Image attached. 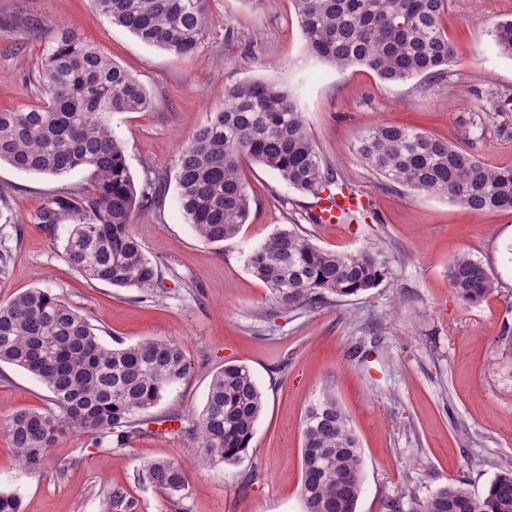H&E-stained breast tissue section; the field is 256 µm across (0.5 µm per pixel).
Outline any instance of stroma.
<instances>
[{
	"mask_svg": "<svg viewBox=\"0 0 512 512\" xmlns=\"http://www.w3.org/2000/svg\"><path fill=\"white\" fill-rule=\"evenodd\" d=\"M211 29L196 54L179 56L112 25L90 0H0V107L38 103L41 58L68 27L130 71L145 87L144 112L115 113L130 173L150 201L134 217L157 288L86 281L67 262V225L31 218L48 199L89 188V173L62 176L0 163V252L9 253L0 298L47 288L84 314L102 343L148 338L177 343L187 377L137 415L121 447H96L72 433L49 448L41 469H23L0 433V491L20 512H304L302 428L307 406L335 396L362 456L357 512H409L413 502L461 484L482 495L512 469V214L474 212L374 174L359 159L361 137L393 124L448 139L492 168L512 166V58L490 35L512 20V0H448L443 28L457 54L446 74L384 84L368 69H339L308 51L291 0H208ZM274 83L295 98L323 166L363 195L352 224H317L316 199L261 166L246 169L253 198L247 224L216 246L187 224L176 175L181 144L224 103L226 86ZM298 226L317 246L368 247L393 273L358 296L288 312L248 269L247 255L282 228ZM465 253L494 278L476 304L448 283ZM249 368L265 407L240 461L202 468L187 428L224 365ZM47 387L0 365V416L47 406ZM184 465L180 496L142 485L147 462ZM121 490V505L112 502Z\"/></svg>",
	"mask_w": 512,
	"mask_h": 512,
	"instance_id": "obj_1",
	"label": "stroma"
}]
</instances>
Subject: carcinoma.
Segmentation results:
<instances>
[{
  "mask_svg": "<svg viewBox=\"0 0 512 512\" xmlns=\"http://www.w3.org/2000/svg\"><path fill=\"white\" fill-rule=\"evenodd\" d=\"M98 11L142 42L178 55L195 53L210 18L206 0H93ZM309 51L340 68L362 66L384 82L442 77L455 45L442 29L447 0H292ZM512 57V21L492 31ZM43 100L0 109V163L23 172L59 176L90 171L91 189L47 200L32 222L69 226L65 257L88 281L116 288H152L158 269L132 229L148 201L137 191L123 142L109 118L144 112L150 99L124 67L65 30L39 70ZM356 152L376 175L419 193L444 196L472 211L512 213V167L491 168L456 144L396 125L363 136ZM263 165L293 189L319 196L336 184L320 163L303 113L281 87L260 80L224 88V106L209 113L178 157V200L187 223L212 245L234 238L251 211L241 175L244 163ZM250 272L277 308L288 311L327 295L357 296L392 271L380 250L336 253L295 229L276 232L247 258ZM457 296L479 302L495 289L487 269L466 254L448 266ZM0 363L43 382L50 406L0 417L21 465L41 467L49 448L73 432L96 445L122 446L134 417L154 407L188 374L181 347L149 339L112 348L88 319L49 289L31 288L0 299ZM263 410L250 370L226 365L213 374L206 401L189 433L197 462L235 464L246 453ZM301 496L305 512H357L362 458L357 438L336 399L323 395L307 410L302 430ZM139 482L172 496L186 486L184 466L171 459L144 465ZM409 512H512V470L499 473L481 496L463 485L438 489Z\"/></svg>",
  "mask_w": 512,
  "mask_h": 512,
  "instance_id": "carcinoma-1",
  "label": "carcinoma"
}]
</instances>
